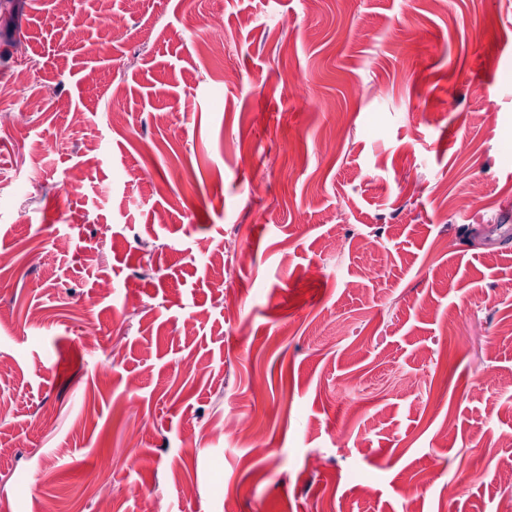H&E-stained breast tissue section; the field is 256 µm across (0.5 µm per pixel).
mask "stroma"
<instances>
[{"instance_id":"1","label":"stroma","mask_w":512,"mask_h":512,"mask_svg":"<svg viewBox=\"0 0 512 512\" xmlns=\"http://www.w3.org/2000/svg\"><path fill=\"white\" fill-rule=\"evenodd\" d=\"M506 45L512 0H0V512L512 500Z\"/></svg>"}]
</instances>
